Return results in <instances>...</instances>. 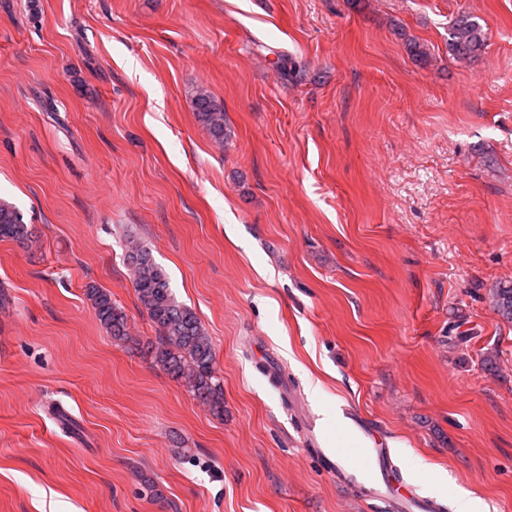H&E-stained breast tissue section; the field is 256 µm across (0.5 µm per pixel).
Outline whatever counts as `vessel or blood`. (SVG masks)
<instances>
[{"instance_id":"b4317fda","label":"vessel or blood","mask_w":512,"mask_h":512,"mask_svg":"<svg viewBox=\"0 0 512 512\" xmlns=\"http://www.w3.org/2000/svg\"><path fill=\"white\" fill-rule=\"evenodd\" d=\"M347 427L352 435L357 436L355 455L336 458V472L345 480L357 485H370L377 499L392 500L393 504L402 506L404 512H444L443 502L416 494L411 488L400 485L392 486L391 478L396 471L394 454L391 449L372 447L366 444L368 424L357 418H349Z\"/></svg>"}]
</instances>
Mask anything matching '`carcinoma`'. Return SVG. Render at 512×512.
Instances as JSON below:
<instances>
[{"instance_id":"1","label":"carcinoma","mask_w":512,"mask_h":512,"mask_svg":"<svg viewBox=\"0 0 512 512\" xmlns=\"http://www.w3.org/2000/svg\"><path fill=\"white\" fill-rule=\"evenodd\" d=\"M485 46L483 26L469 15H460L448 29V54L457 61L479 57ZM193 104L214 142L224 144V105L204 89L196 92ZM31 236V228L17 208L0 198V239L23 244ZM126 258L138 302L159 331V342L147 343V355L183 383L212 414H224V393L214 368L212 342L200 320L175 298L168 277L149 251L132 237L127 242ZM86 297L112 339L140 345L129 332L126 313L106 290L90 285ZM488 300L502 320L512 323V284L496 285L489 290Z\"/></svg>"}]
</instances>
